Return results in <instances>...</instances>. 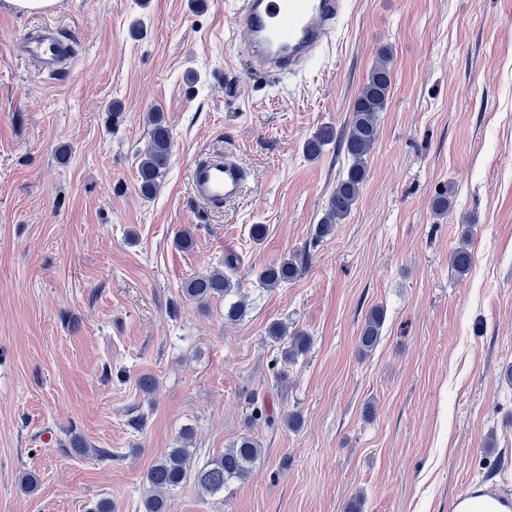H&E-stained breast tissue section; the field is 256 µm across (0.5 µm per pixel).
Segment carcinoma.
<instances>
[{
  "instance_id": "obj_1",
  "label": "carcinoma",
  "mask_w": 512,
  "mask_h": 512,
  "mask_svg": "<svg viewBox=\"0 0 512 512\" xmlns=\"http://www.w3.org/2000/svg\"><path fill=\"white\" fill-rule=\"evenodd\" d=\"M392 51L382 46L377 52V60L371 68L352 106V118L342 129L331 124H323L304 142L303 153L311 160L323 155L325 148L336 145L348 160V168L336 182L325 205V213L316 227V238L330 235L335 226L351 214L357 203L360 191L367 176V159L380 136V115L386 111L393 81L391 69ZM149 142L138 166V189L142 196L150 198L158 192L162 178L169 168L172 148L171 132L164 116L153 112L148 117ZM453 188L436 194L432 200V210L438 216L447 214L453 207ZM471 228L464 225L458 246L449 256L451 270L459 278L467 275L473 264V254L469 248ZM244 264V259L236 252L224 254L223 267L197 273L181 284L182 295L201 306L213 299H223L240 291L239 282L234 276ZM301 271L295 259H282L270 263L258 272L259 282L267 288H275L297 278ZM246 315L244 299L232 301L224 307V319L237 322ZM385 322L384 309L372 308L366 315L357 339L359 352L368 353L380 342ZM269 336L282 344L281 359H273L271 368L278 369L284 376L286 368L296 364L299 356L308 350V338L301 331L288 332L282 324L269 329ZM192 427L180 430L177 446L167 449L146 473V485L142 499L143 512H166L167 494L194 481L201 497L215 498L224 494L230 483L247 482L253 469L263 455V448L251 435H244L234 442L224 453L206 462L199 468L193 467L194 440Z\"/></svg>"
}]
</instances>
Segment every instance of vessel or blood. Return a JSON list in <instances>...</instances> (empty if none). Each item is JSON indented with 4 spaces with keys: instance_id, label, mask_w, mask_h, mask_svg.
<instances>
[{
    "instance_id": "1",
    "label": "vessel or blood",
    "mask_w": 512,
    "mask_h": 512,
    "mask_svg": "<svg viewBox=\"0 0 512 512\" xmlns=\"http://www.w3.org/2000/svg\"><path fill=\"white\" fill-rule=\"evenodd\" d=\"M239 21L248 32L255 70L303 69L334 39L348 0H241ZM28 59L42 72L62 71L74 55L73 41L52 26H36L24 38ZM247 170L231 155H211L190 164L192 197L220 210L238 200Z\"/></svg>"
}]
</instances>
